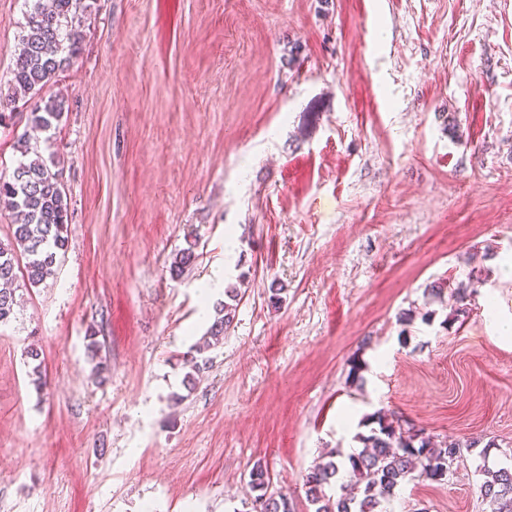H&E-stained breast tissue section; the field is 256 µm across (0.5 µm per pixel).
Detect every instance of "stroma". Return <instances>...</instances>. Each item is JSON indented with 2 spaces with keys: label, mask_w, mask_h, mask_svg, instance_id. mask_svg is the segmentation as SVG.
Returning <instances> with one entry per match:
<instances>
[{
  "label": "stroma",
  "mask_w": 512,
  "mask_h": 512,
  "mask_svg": "<svg viewBox=\"0 0 512 512\" xmlns=\"http://www.w3.org/2000/svg\"><path fill=\"white\" fill-rule=\"evenodd\" d=\"M23 2L0 0L1 92ZM78 17L45 90L61 121L32 130L19 105L0 125V178L30 134L69 221L54 277L17 281L0 326V512H253L257 463L312 512L305 474L360 449L377 412L469 446L394 512H489L476 468L512 462V341L486 310L512 314V0H81ZM438 281L475 287L464 314L426 295ZM216 282L243 297L188 391ZM196 245V241H189L187 243V247L177 252L169 268L172 278L180 277L185 270L189 269L196 263L198 258V254H196L195 250Z\"/></svg>",
  "instance_id": "stroma-1"
}]
</instances>
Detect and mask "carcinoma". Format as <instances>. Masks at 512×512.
<instances>
[{
	"instance_id": "1",
	"label": "carcinoma",
	"mask_w": 512,
	"mask_h": 512,
	"mask_svg": "<svg viewBox=\"0 0 512 512\" xmlns=\"http://www.w3.org/2000/svg\"><path fill=\"white\" fill-rule=\"evenodd\" d=\"M79 3L52 0L47 6L43 0H25L22 51L12 70L9 103L40 95L63 64L76 55L80 35L74 20ZM63 110V100L51 98L34 108L31 121L49 130L60 121ZM0 204L17 214L12 240L0 243L1 325L11 320L17 305L13 288L17 270H24L31 285H39L53 275L58 255L67 249L68 202L61 172L52 170L39 157L20 163L11 179L0 178ZM195 246L190 241L177 252L169 268L171 277H180L196 263ZM240 295L236 288L226 291L227 300L216 304L206 336L187 352L191 371L182 380L186 389H193L195 374L207 368L205 353L222 344ZM88 351L95 361V374L108 371V365L101 361L100 341L91 338ZM370 420L376 427L368 435L357 436L363 448L343 461L337 460L339 452H331L306 475V496L314 512H387L386 505L402 484L419 479L438 481L453 474L459 442L435 444L422 431L396 425L382 413ZM481 475V492L491 512H512V467L485 468ZM247 486L254 493L255 512H290L288 499L269 491L268 472L261 464L251 469Z\"/></svg>"
}]
</instances>
